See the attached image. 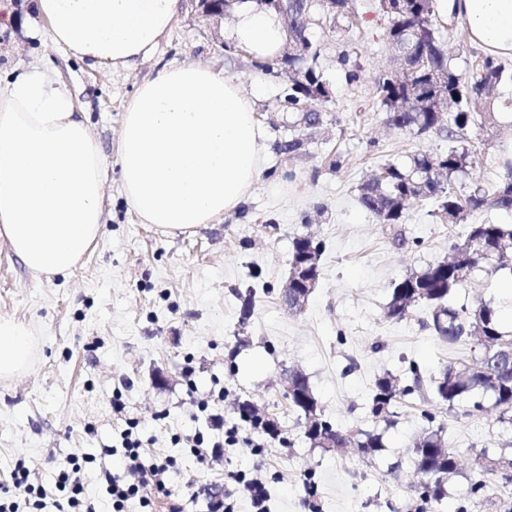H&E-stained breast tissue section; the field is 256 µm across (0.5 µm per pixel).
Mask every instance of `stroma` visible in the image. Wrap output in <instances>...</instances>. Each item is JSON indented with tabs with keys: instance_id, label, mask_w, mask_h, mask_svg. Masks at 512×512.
Segmentation results:
<instances>
[{
	"instance_id": "1",
	"label": "stroma",
	"mask_w": 512,
	"mask_h": 512,
	"mask_svg": "<svg viewBox=\"0 0 512 512\" xmlns=\"http://www.w3.org/2000/svg\"><path fill=\"white\" fill-rule=\"evenodd\" d=\"M33 5L0 0V80L36 69L67 85L104 148L106 221L96 245L64 278L37 275L0 244V316L30 324L36 333L30 367L0 381V497L16 496L17 467L51 490L71 457L83 455L88 462L81 479L95 510L110 512L102 471L119 470L122 458L114 452L104 458L100 451H113L133 418L149 451L178 462L167 494L155 498V512H169L176 500L185 512H198L187 499L188 485L226 482L236 473L262 478L267 512H419L421 502L408 489L417 477L403 449L424 421L410 400L396 404L384 458H340L305 441L284 384L289 370H302L332 420L372 428L376 377L406 376L413 361L431 376L449 358L417 317L386 319L393 282L447 258L466 225L512 224V213L497 210L444 224L432 205L416 203L401 229L421 245L400 249L389 225L359 205V187L374 170L450 146L438 132L418 135L387 123L375 78L394 62L379 0H354L351 26L335 34L312 23L316 68L332 92L330 102L311 106L322 115L315 128L295 123L285 111L287 74L264 73L248 48L232 46L234 9L205 21L196 0H181L155 53L138 68L122 70L88 67L53 46ZM438 28L453 66L467 72L480 52L470 45L465 24L451 18ZM180 63L232 77L253 102L268 140L264 168L238 210L195 232L165 236L128 207L117 145L123 112L138 86ZM295 137L303 148L282 152L281 144ZM511 143V122L469 128L459 144L485 163L456 179L457 192L468 193L476 181L494 187L502 174L495 156ZM332 155L338 166H330ZM302 234L325 242L326 250L318 287L293 314L280 293L292 241ZM249 288L256 291L255 305L245 317L239 296ZM511 292L512 270L484 267L459 298L498 306L511 331ZM156 374L161 380L155 384ZM219 391L225 426L239 423L237 404L248 400L278 421L279 439L258 436L257 456L229 448L220 463H198L175 439L196 431L216 437L197 402ZM443 421L461 466L434 512H512V486L503 487L479 457L484 448L511 449L512 428L501 425L493 410ZM394 461L401 464L395 474L387 470ZM478 478L495 487L492 501L469 493ZM308 480L317 486L315 496L304 490Z\"/></svg>"
}]
</instances>
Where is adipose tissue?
<instances>
[{
    "label": "adipose tissue",
    "instance_id": "ef3b65f1",
    "mask_svg": "<svg viewBox=\"0 0 512 512\" xmlns=\"http://www.w3.org/2000/svg\"><path fill=\"white\" fill-rule=\"evenodd\" d=\"M48 38L91 67L131 69L153 55L180 0H35ZM437 19L467 25L470 42L512 61V0H433ZM233 41L256 58L284 43L278 16L244 0ZM265 128L231 78L169 65L128 103L118 146L123 194L164 233L214 223L239 208L264 163ZM105 169L87 116L60 80L31 71L0 88V242L29 269L68 276L104 228ZM34 331L0 318V381L25 371Z\"/></svg>",
    "mask_w": 512,
    "mask_h": 512
}]
</instances>
